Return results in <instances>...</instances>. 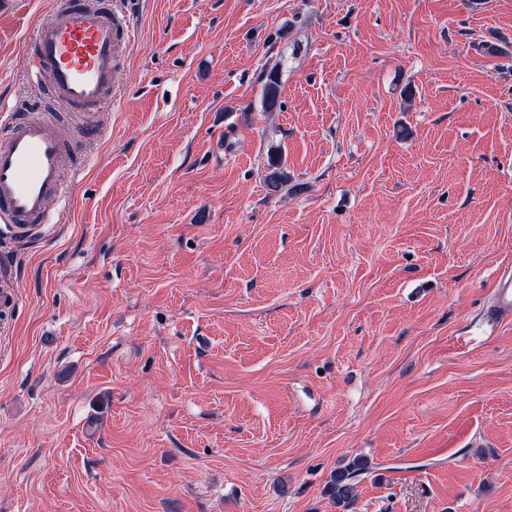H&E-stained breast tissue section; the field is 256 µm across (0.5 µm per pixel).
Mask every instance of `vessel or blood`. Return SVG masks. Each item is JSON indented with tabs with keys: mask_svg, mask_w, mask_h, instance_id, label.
Returning a JSON list of instances; mask_svg holds the SVG:
<instances>
[{
	"mask_svg": "<svg viewBox=\"0 0 512 512\" xmlns=\"http://www.w3.org/2000/svg\"><path fill=\"white\" fill-rule=\"evenodd\" d=\"M131 41L122 8L98 0H56L30 43L39 93L34 109L0 130V222L24 236L49 223L48 204L63 199L64 167L74 145L62 135L63 113L94 119L120 98L119 74ZM495 317L512 315V273L495 279Z\"/></svg>",
	"mask_w": 512,
	"mask_h": 512,
	"instance_id": "b4317fda",
	"label": "vessel or blood"
}]
</instances>
